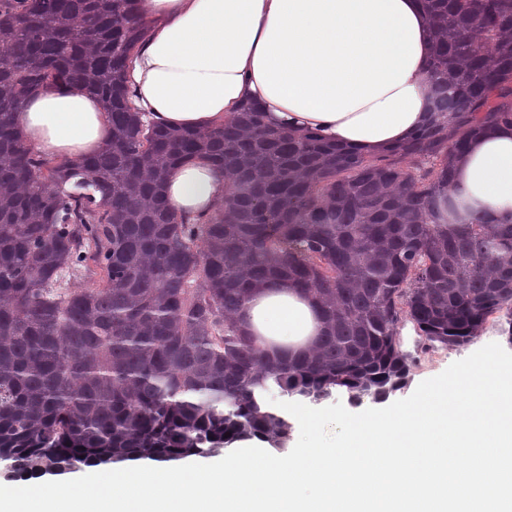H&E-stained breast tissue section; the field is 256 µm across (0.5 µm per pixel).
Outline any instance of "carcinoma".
<instances>
[{
    "label": "carcinoma",
    "mask_w": 512,
    "mask_h": 512,
    "mask_svg": "<svg viewBox=\"0 0 512 512\" xmlns=\"http://www.w3.org/2000/svg\"><path fill=\"white\" fill-rule=\"evenodd\" d=\"M140 2L0 0V459L13 476L252 436L280 447L292 426L273 390L360 404L406 385L404 318L454 347L504 310L512 342V223L465 221L452 174L472 136L512 126V0H422L430 119L377 157L271 128L251 103L205 130L144 121L126 77L150 28ZM60 84L100 96L112 128L77 169L48 164L11 122ZM189 158L228 178L195 220L161 197ZM277 277L325 320L301 356L267 352L240 321L253 284Z\"/></svg>",
    "instance_id": "carcinoma-1"
}]
</instances>
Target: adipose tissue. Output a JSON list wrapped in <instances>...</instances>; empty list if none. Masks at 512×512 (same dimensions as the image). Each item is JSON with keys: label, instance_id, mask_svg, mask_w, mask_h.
I'll return each instance as SVG.
<instances>
[{"label": "adipose tissue", "instance_id": "obj_1", "mask_svg": "<svg viewBox=\"0 0 512 512\" xmlns=\"http://www.w3.org/2000/svg\"><path fill=\"white\" fill-rule=\"evenodd\" d=\"M156 25L129 69L135 103L158 124L204 129L247 100L274 127L309 131L367 156L407 142L429 118L432 31L420 0H142ZM14 125L38 155L80 163L111 137L99 97L62 85L28 98ZM454 180L474 211L512 222V127L468 141ZM224 172L176 166L169 206L212 213ZM245 321L267 349L311 350L320 309L286 280L256 284Z\"/></svg>", "mask_w": 512, "mask_h": 512}]
</instances>
